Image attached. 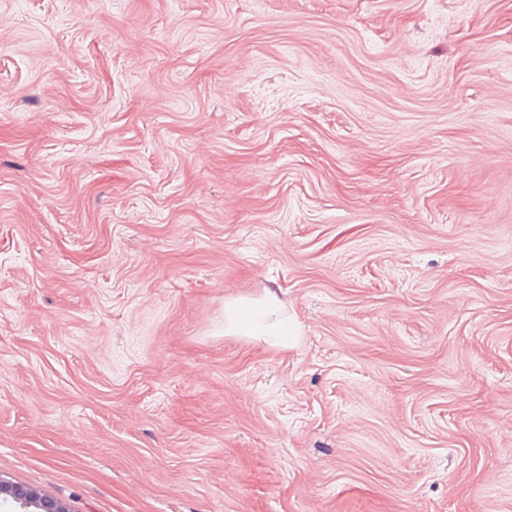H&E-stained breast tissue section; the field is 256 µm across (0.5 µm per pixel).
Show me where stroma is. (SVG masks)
<instances>
[{"instance_id": "1", "label": "stroma", "mask_w": 512, "mask_h": 512, "mask_svg": "<svg viewBox=\"0 0 512 512\" xmlns=\"http://www.w3.org/2000/svg\"><path fill=\"white\" fill-rule=\"evenodd\" d=\"M0 479L512 512V0H0ZM278 303L273 292L262 299L232 302L225 310L224 332L236 336H261L266 332L264 318Z\"/></svg>"}]
</instances>
